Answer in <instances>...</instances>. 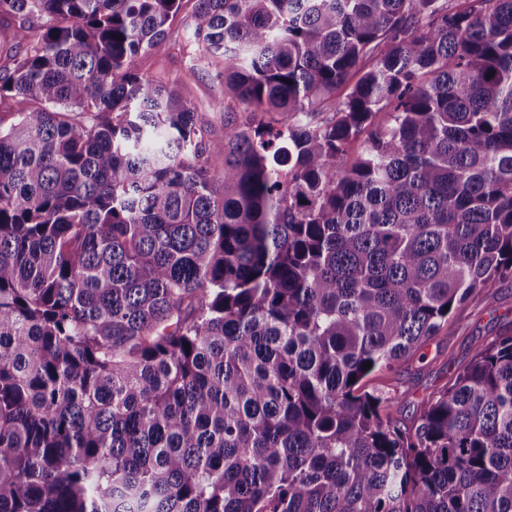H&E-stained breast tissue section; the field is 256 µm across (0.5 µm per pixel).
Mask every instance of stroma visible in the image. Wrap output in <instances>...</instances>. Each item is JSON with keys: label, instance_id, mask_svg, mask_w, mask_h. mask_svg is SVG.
<instances>
[{"label": "stroma", "instance_id": "stroma-1", "mask_svg": "<svg viewBox=\"0 0 512 512\" xmlns=\"http://www.w3.org/2000/svg\"><path fill=\"white\" fill-rule=\"evenodd\" d=\"M196 0H182L164 38L138 55L135 67L143 77L165 83L177 81L183 95L191 99L199 117L214 136L224 134V81L222 59H194L199 47L191 37L188 22ZM512 331V282L500 285L492 301L476 298L458 307L455 324L428 341L407 363L395 370L375 373L363 381L365 389H383L395 398L393 419L410 424L426 396L447 386L451 377L471 357L473 350L496 336Z\"/></svg>", "mask_w": 512, "mask_h": 512}]
</instances>
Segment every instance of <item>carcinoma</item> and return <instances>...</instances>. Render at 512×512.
Wrapping results in <instances>:
<instances>
[{
	"instance_id": "obj_1",
	"label": "carcinoma",
	"mask_w": 512,
	"mask_h": 512,
	"mask_svg": "<svg viewBox=\"0 0 512 512\" xmlns=\"http://www.w3.org/2000/svg\"><path fill=\"white\" fill-rule=\"evenodd\" d=\"M179 2L0 0V512H512L511 333L360 391L512 281V0H197L217 139ZM196 0H182L179 11L169 23L167 34L150 49L138 55L135 67L140 75L155 82L177 80L180 91L191 99L199 117L206 121L213 137L224 136V80L222 58L208 57L195 62L196 54H203L190 38L187 26Z\"/></svg>"
}]
</instances>
